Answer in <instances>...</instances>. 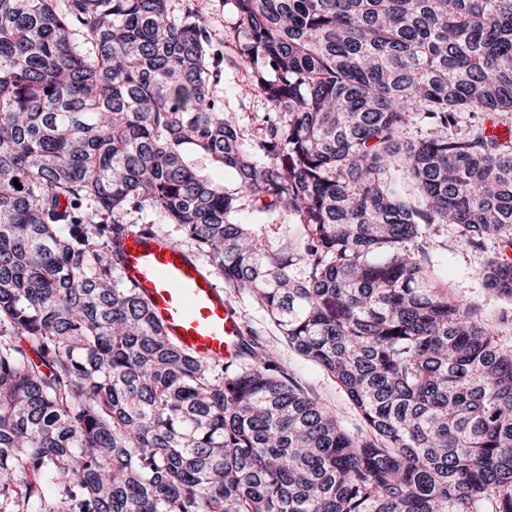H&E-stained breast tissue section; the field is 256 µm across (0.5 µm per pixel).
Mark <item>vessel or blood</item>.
<instances>
[{"mask_svg":"<svg viewBox=\"0 0 512 512\" xmlns=\"http://www.w3.org/2000/svg\"><path fill=\"white\" fill-rule=\"evenodd\" d=\"M121 251L122 279L148 300L174 342L208 360L234 359L238 316L194 258L157 233H130Z\"/></svg>","mask_w":512,"mask_h":512,"instance_id":"obj_1","label":"vessel or blood"}]
</instances>
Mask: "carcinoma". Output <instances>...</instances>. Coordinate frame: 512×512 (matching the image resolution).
Masks as SVG:
<instances>
[{
  "label": "carcinoma",
  "instance_id": "cac0c4a2",
  "mask_svg": "<svg viewBox=\"0 0 512 512\" xmlns=\"http://www.w3.org/2000/svg\"><path fill=\"white\" fill-rule=\"evenodd\" d=\"M171 2L0 0V512H512V346L427 246L498 245L484 278L512 298V130L484 126L512 115V0H223L278 113L253 144ZM144 204L364 428L250 330L224 367L167 336L118 271ZM125 220L134 225L153 224L156 231L167 235L185 250L192 252L197 257L199 263L207 269L206 258L198 253L193 242L184 234L181 227L178 224L169 223L162 212L150 206H145L130 211L125 216ZM262 224H255L258 234L269 239L273 246L284 245L286 242L294 244L297 236L296 224L286 215L269 213L264 214Z\"/></svg>",
  "mask_w": 512,
  "mask_h": 512
}]
</instances>
